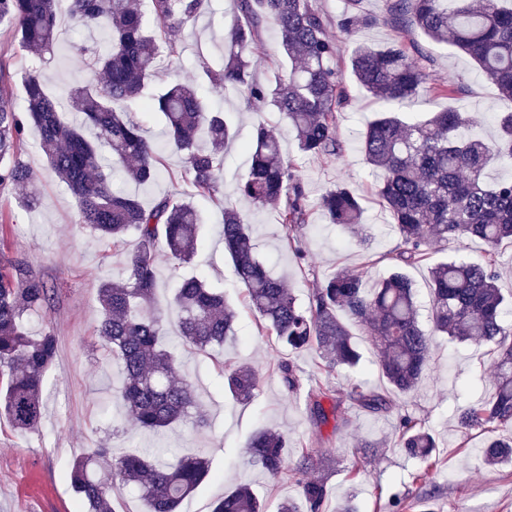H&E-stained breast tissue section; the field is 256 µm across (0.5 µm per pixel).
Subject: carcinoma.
Instances as JSON below:
<instances>
[{"instance_id": "carcinoma-1", "label": "carcinoma", "mask_w": 512, "mask_h": 512, "mask_svg": "<svg viewBox=\"0 0 512 512\" xmlns=\"http://www.w3.org/2000/svg\"><path fill=\"white\" fill-rule=\"evenodd\" d=\"M67 3L74 28L102 30L104 45L77 44L74 58L82 77L67 96L74 123L64 118L59 98L47 92L38 68L23 83L24 107L10 96V75L0 68V190L24 186L31 172L21 159L26 130L40 134V149L50 172L67 186L76 204L77 223L100 241L119 243L128 237L136 247L126 252L124 275L98 288L101 320L97 334L123 372L120 400L127 417L142 430L159 433L172 424L203 415L187 378L176 375L173 355L161 347L162 313L156 306L154 252L163 245L171 259L186 263L198 251L199 213L191 198L223 193L218 173L224 146L235 131L214 108L208 95L234 90L251 107L278 112L295 133L300 153L309 157L343 154L337 128L349 99L336 62V42L328 22L311 0H237V16L224 33V63L202 65L205 86L172 82L150 100L143 92L163 56L177 54L174 37L201 13L208 0H0V26L19 45L41 58L59 39V3ZM363 0H345L336 17V36L354 41L348 68L353 81L381 104L368 124L361 149L377 178L376 191L398 230L403 248L387 254L391 273L374 288L361 272L339 271L312 289L304 307L259 257L250 225L238 209L224 204V252L233 273L246 288L258 320V332L275 337L291 352L311 349L327 373L353 368L361 359L346 321L365 330L377 352L383 388L353 383L343 397L328 387L308 392L307 406L321 423L338 412L342 400L371 414L388 413L401 395L411 393L425 376L433 336L488 347L494 373L493 392L458 411L460 447L469 432L487 438L480 448L490 467L512 462V325L502 319L508 297L498 286L499 248L512 243V178L487 180L494 162L512 163V112L497 117L490 140L472 133V113L448 107L424 118H406L403 108L425 93L453 100L462 83L431 75L433 60L406 36L414 29L428 39L451 45L485 73L498 94L512 100V0H389L388 25L393 36L382 45L354 37L378 18L366 13ZM161 31L149 28L148 18ZM277 29L288 69L274 80L252 77L251 56L266 22ZM145 108L164 116L165 148L182 158L189 198L159 199L144 206L134 195L117 194L105 170L120 164L138 185L160 175L162 148L149 141L132 113ZM95 131L94 137L86 129ZM247 174L235 193L255 207H270L288 229V245L308 224L310 204L292 162L279 141L263 126L255 129ZM331 224L358 232L364 214L362 198L350 185L338 183L316 203ZM485 245L482 264L457 261L430 269L431 330L419 320L413 284L403 268L427 259L435 243ZM55 288L26 263L0 251V416L27 433L39 428L43 386L53 365L58 338L50 328L34 335L26 317L46 310ZM173 305L179 312L183 342L198 351L224 345L234 335L235 310L224 294L199 276L184 279ZM290 390L299 386L293 363L277 365ZM260 377L248 362L224 373V385L235 399L249 401ZM399 445L421 461L413 481L425 483L438 467L437 440L422 420L400 418ZM250 462L270 475L287 476L301 490L307 512H326V484L307 476L311 455L289 465L288 439L274 430L256 432L247 444ZM209 462L175 448L131 449L118 454L97 446L76 457L67 480L80 512H117L112 485L137 490L148 512H180L182 503L209 476ZM212 512H266L252 490L239 485L213 504Z\"/></svg>"}]
</instances>
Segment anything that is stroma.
Here are the masks:
<instances>
[{"instance_id": "35a3bbf8", "label": "stroma", "mask_w": 512, "mask_h": 512, "mask_svg": "<svg viewBox=\"0 0 512 512\" xmlns=\"http://www.w3.org/2000/svg\"><path fill=\"white\" fill-rule=\"evenodd\" d=\"M236 15V0H209L196 21L178 36L181 62L171 68L168 78L196 81L202 63L218 61L224 54V30ZM98 37L95 31L70 29L60 35L53 54L39 63L12 41L8 30H0V64L15 78L14 105L22 106L21 79L35 65L50 91L72 86L78 77L72 44ZM411 39L434 58V75L464 84L466 92L454 105L477 117L474 134L494 136L496 113L511 111L512 103L500 98L495 85L464 54L416 32ZM214 104L232 124L236 138L224 149L223 195L193 200L202 219L199 235L204 245L187 263L172 260L165 249L155 252L162 345L174 355L181 375L193 382L208 421L201 427L188 421L174 424L160 438L139 430L124 417L117 402L122 371L96 333L101 316L98 287L102 281L121 278L126 249L99 242L90 230L77 224L69 191L49 172L37 149V131L28 129L22 158L32 171V180L26 186L0 191V213L10 218L6 244L0 250L54 283L56 296L50 308L31 318L28 328L36 333L51 327L59 339V351L45 378L40 428L19 433L0 419V512H77L67 473L77 455L101 441L114 449L163 444L206 456L211 474L183 503L182 512H211L218 497L241 483L251 485L267 512H277L280 502L299 499L300 491L293 481L270 476L250 464L246 443L253 433L267 428L280 432L289 442L311 444L314 467L309 475L325 480L329 512H334L337 501L347 494L354 496L361 512H375L377 501H388L392 494L410 502L427 492L433 495L435 512H512V466L489 469L483 465L476 454L484 442L480 432H472L469 447L459 445L458 409L492 391L493 371L485 348L435 337L428 374L413 392L401 397L398 409L369 415L345 403L339 410V424H315L305 406L309 388L328 386L340 395L355 381L383 385L370 339L362 328L353 327V340L361 354L359 366L340 368L330 375L321 373L316 352L291 354L273 337L257 335L246 290L224 254L221 231L224 205L229 202L246 215L271 273L301 302H309L313 283L341 270L364 273L370 287L387 276L390 264L384 256L399 249L401 240L376 193V177L361 150L359 135L374 117L372 98L352 87L351 100L339 117L338 133L345 151L342 157L322 159L302 156L294 132L279 114L248 107L239 93L226 92L215 98ZM260 124L279 140L284 156L293 160L309 201H316L339 182L349 183L358 192L364 205V229L370 236L368 246H361L356 235L329 223L315 210L298 235L305 257L297 259L285 245L288 231L275 212L254 208L235 194L237 181L249 167L244 145ZM161 169V177L141 189L120 172H113L112 189L119 194L137 193L147 206L163 197L179 200L188 195L178 154L165 152ZM31 192L40 198L32 211L19 204L20 196ZM201 273L211 287L223 291L237 312L234 336L211 354L182 344L178 313L172 305L178 284ZM283 360L292 361L299 370L301 386L297 391L288 390L276 371ZM241 361L252 362L260 376V386L247 402L235 400L224 389L225 368ZM405 414L421 418L439 442L443 465L424 486L412 480L417 461L396 442L399 420ZM365 438L379 439L380 448L364 452L360 442Z\"/></svg>"}]
</instances>
